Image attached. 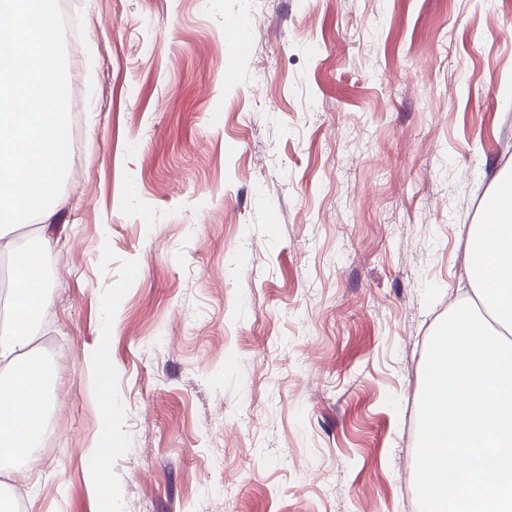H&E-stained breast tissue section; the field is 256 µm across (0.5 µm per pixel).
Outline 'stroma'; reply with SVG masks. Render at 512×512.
<instances>
[{"label":"stroma","instance_id":"1","mask_svg":"<svg viewBox=\"0 0 512 512\" xmlns=\"http://www.w3.org/2000/svg\"><path fill=\"white\" fill-rule=\"evenodd\" d=\"M55 10L58 379L17 512H97L104 393L112 512H419L428 342L512 161V0ZM101 418L102 426L99 438L86 451V455L92 460L88 478L96 492L99 495H104L106 507L103 511L112 512V498L105 490L107 486L106 473L112 452V401H104Z\"/></svg>","mask_w":512,"mask_h":512}]
</instances>
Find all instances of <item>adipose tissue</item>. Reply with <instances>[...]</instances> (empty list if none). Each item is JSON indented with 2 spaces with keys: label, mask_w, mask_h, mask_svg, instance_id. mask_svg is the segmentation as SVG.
<instances>
[{
  "label": "adipose tissue",
  "mask_w": 512,
  "mask_h": 512,
  "mask_svg": "<svg viewBox=\"0 0 512 512\" xmlns=\"http://www.w3.org/2000/svg\"><path fill=\"white\" fill-rule=\"evenodd\" d=\"M53 0H0V215L38 222L51 245L48 220L57 204L55 177L70 165V128L59 103L65 76L52 40ZM19 256L11 278L8 319L0 325V472L13 476L40 453L51 408L53 362L32 355L33 324L51 295L37 271L38 253L20 254L0 236V256ZM99 437L86 454L88 478L104 493L112 452V404L104 402Z\"/></svg>",
  "instance_id": "adipose-tissue-1"
}]
</instances>
